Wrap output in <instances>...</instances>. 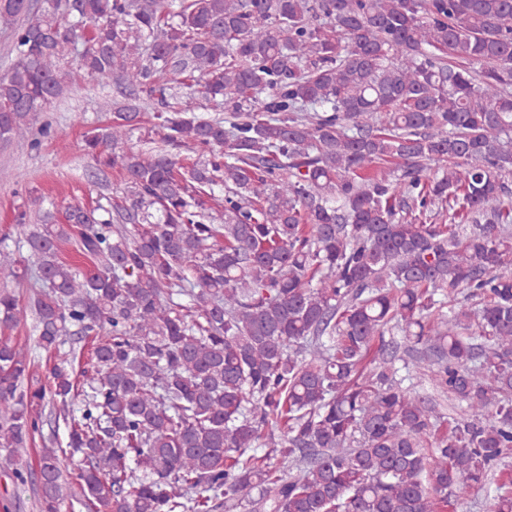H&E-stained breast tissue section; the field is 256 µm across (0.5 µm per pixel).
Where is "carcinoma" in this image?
<instances>
[{
  "mask_svg": "<svg viewBox=\"0 0 512 512\" xmlns=\"http://www.w3.org/2000/svg\"><path fill=\"white\" fill-rule=\"evenodd\" d=\"M0 26V142L54 137L35 114L86 77L144 95L84 140L121 202L5 233L35 292L0 289V447L39 512H512V0H0ZM49 415L66 447L20 463Z\"/></svg>",
  "mask_w": 512,
  "mask_h": 512,
  "instance_id": "obj_1",
  "label": "carcinoma"
}]
</instances>
